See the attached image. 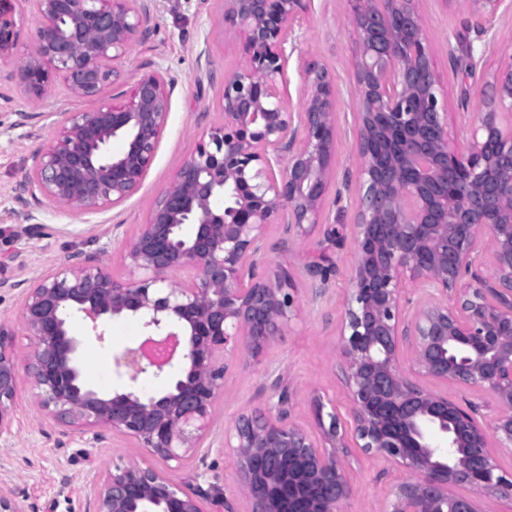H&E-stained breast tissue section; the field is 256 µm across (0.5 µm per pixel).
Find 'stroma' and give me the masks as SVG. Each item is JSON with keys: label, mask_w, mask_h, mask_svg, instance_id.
Returning a JSON list of instances; mask_svg holds the SVG:
<instances>
[{"label": "stroma", "mask_w": 512, "mask_h": 512, "mask_svg": "<svg viewBox=\"0 0 512 512\" xmlns=\"http://www.w3.org/2000/svg\"><path fill=\"white\" fill-rule=\"evenodd\" d=\"M344 0H313L298 30L297 48L286 71L289 102L301 111L305 65L315 61L329 69L339 91V131L336 171L351 168L354 156L353 94L356 46L351 32L338 18ZM419 11L437 75L448 100V135L455 143L469 138V127L482 107V90L489 71L499 64L501 51L512 45V13L482 19L460 11L451 0H420ZM486 37H478V28ZM457 64H449V52ZM243 59L240 36L224 22L220 0H153L150 34L135 42L123 63L119 84L107 87L100 100L72 95L62 78H54L43 100L32 99L16 77L0 73V277L9 280L0 290V322L15 331L19 354H26L31 337L20 315L26 288L44 272L71 255L103 264L114 279L128 280L124 259L130 238L146 223L157 197L175 178L199 142L208 140L223 121L224 75ZM167 70L174 80L166 127L153 164L140 188L122 205L87 215L59 207L44 197L18 195L17 188L30 168L33 153L49 146L59 135L58 115L89 112L98 101L121 103L130 86L143 74ZM354 193L342 201L327 198L324 222L306 239L282 244L278 227H270L261 269H289L299 299V315L266 352L261 364L240 363L231 371L224 395L215 405L206 446L177 473L181 481L202 487L217 486L228 500H235V465L224 450V429L242 414L261 407L268 398L271 373L284 375L294 420L315 430L312 400L321 398L335 407L341 421H348L346 392L334 371L339 356V325L343 303L350 289V267L355 259L352 236ZM33 212L40 225L24 221ZM323 258L327 292L320 303L308 301L309 281L303 264ZM105 341H97L83 325L81 367L84 381L109 390L123 383L112 365L113 352L139 342V318L112 319L105 323ZM142 464L151 458L136 442L111 431L101 441L64 434L41 411L35 390L21 382L14 404L12 435L0 442V486L11 490L18 512H86L92 488L99 484L113 460ZM353 496L347 512H376L388 491L398 483L401 470L354 451L347 469Z\"/></svg>", "instance_id": "1"}]
</instances>
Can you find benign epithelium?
<instances>
[{"instance_id": "1", "label": "benign epithelium", "mask_w": 512, "mask_h": 512, "mask_svg": "<svg viewBox=\"0 0 512 512\" xmlns=\"http://www.w3.org/2000/svg\"><path fill=\"white\" fill-rule=\"evenodd\" d=\"M0 0V66L13 64L16 6ZM41 24L36 49L17 65L26 91L43 96L56 76L72 94L100 98L121 79L123 61L146 32V0H32ZM312 0H224V22L241 35L244 61L224 74V124L184 161L125 254L144 277L115 280L100 264L69 260L26 289L21 316L32 336L19 359L0 322V438L10 433L22 379L41 410L68 434L98 430L136 441L163 467L112 463L88 512H233L224 494L175 481L201 447L231 369L262 360L299 306L291 275L257 271L268 226L285 240L323 223L335 182L338 93L328 69L302 72V111L286 102L285 72L295 26ZM344 23L358 54L350 271L337 375L356 447L404 472L381 512H488L512 502V472L492 447L512 450V54L491 73L466 150L448 140V112L421 23L419 0H346ZM473 16L505 0H453ZM174 79L155 70L123 106L69 112L57 139L38 151L23 187L63 207L94 213L125 202L150 169L170 111ZM123 142L114 154L109 146ZM196 226L182 235V225ZM488 239L493 273L484 272ZM324 265L305 272L313 299L325 294ZM183 271L180 285L166 274ZM418 298L403 299L406 284ZM97 330L140 317L148 334L112 355L130 385L102 392L81 376L71 319ZM410 353L411 372L404 370ZM162 393L133 382L175 365ZM424 378L432 386L423 385ZM480 392L463 406L437 390ZM263 409L224 432L243 512H344L353 495L350 446L336 411L315 401L318 432L292 418L283 375Z\"/></svg>"}]
</instances>
